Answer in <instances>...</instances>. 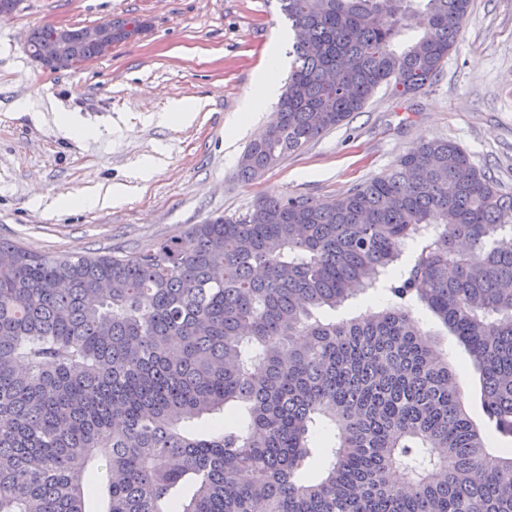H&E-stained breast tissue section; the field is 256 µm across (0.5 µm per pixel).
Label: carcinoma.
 Listing matches in <instances>:
<instances>
[{
    "mask_svg": "<svg viewBox=\"0 0 512 512\" xmlns=\"http://www.w3.org/2000/svg\"><path fill=\"white\" fill-rule=\"evenodd\" d=\"M278 2L293 60L239 159L246 182L378 88L436 79L473 4ZM54 31L25 44L54 69L99 54H64ZM376 288L390 305L313 317ZM414 303L470 355L486 426ZM495 438H512V194L452 140L338 197H261L147 250L0 240V512L92 497L99 512H512Z\"/></svg>",
    "mask_w": 512,
    "mask_h": 512,
    "instance_id": "obj_1",
    "label": "carcinoma"
}]
</instances>
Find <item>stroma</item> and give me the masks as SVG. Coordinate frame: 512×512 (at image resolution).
Masks as SVG:
<instances>
[{
  "mask_svg": "<svg viewBox=\"0 0 512 512\" xmlns=\"http://www.w3.org/2000/svg\"><path fill=\"white\" fill-rule=\"evenodd\" d=\"M110 18L141 30L79 67L52 70L25 50L34 27ZM291 46L277 0H22L0 16V239L49 254L146 250L262 196L342 195L437 138L460 144L512 193V0H473L432 85L404 96L378 89L364 111L239 181L245 146L277 108L269 101L246 121L243 104L269 51L285 65ZM177 102L195 105L193 120L162 123ZM68 117L96 137L68 133ZM111 185L125 188L119 204H64ZM412 313L447 352L469 416L484 423L468 353L425 307Z\"/></svg>",
  "mask_w": 512,
  "mask_h": 512,
  "instance_id": "1",
  "label": "stroma"
}]
</instances>
